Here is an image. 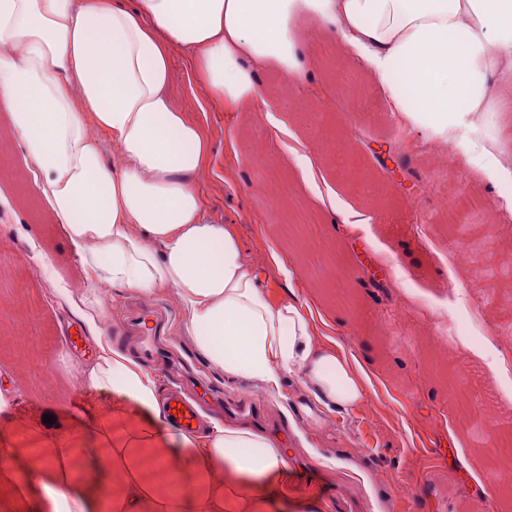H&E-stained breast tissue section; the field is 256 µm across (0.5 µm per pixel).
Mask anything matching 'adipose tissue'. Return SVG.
<instances>
[{
	"label": "adipose tissue",
	"instance_id": "1",
	"mask_svg": "<svg viewBox=\"0 0 512 512\" xmlns=\"http://www.w3.org/2000/svg\"><path fill=\"white\" fill-rule=\"evenodd\" d=\"M334 36L392 117L489 181L512 178L486 127L512 112V0H0V106L94 286L77 382L112 396L65 434L0 428L16 512H288L280 439L170 426L157 375L112 339L118 288L171 293L179 338L213 371L270 395L298 381L315 423L366 403L372 372L322 336L296 269L270 253L287 285L271 298L231 226L206 218L212 144L170 92L178 50L210 101L258 107L263 76L304 89L313 47Z\"/></svg>",
	"mask_w": 512,
	"mask_h": 512
}]
</instances>
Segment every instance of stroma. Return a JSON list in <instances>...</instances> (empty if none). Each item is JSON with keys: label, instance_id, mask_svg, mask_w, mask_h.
Listing matches in <instances>:
<instances>
[{"label": "stroma", "instance_id": "obj_1", "mask_svg": "<svg viewBox=\"0 0 512 512\" xmlns=\"http://www.w3.org/2000/svg\"><path fill=\"white\" fill-rule=\"evenodd\" d=\"M339 40L317 48L321 98L296 107L286 76H266L265 95L275 117L310 149L324 179L308 185L281 150L264 111L198 108L186 55L174 56L176 105L198 122L214 146L216 175L202 178L206 215L233 225L250 257L275 247L296 267L301 297L316 300L344 348L364 356L378 375L368 404L336 415L317 428L303 406L296 381L273 397L251 385L225 380L207 369L190 341L167 344L158 366L159 389L180 388L206 414L243 421L232 400L254 401L263 429L279 434L289 449L288 485L294 494L317 492L330 512H475L469 487L487 488L493 512H512L506 482L512 460L501 453L512 437V366L499 365L491 348L474 349L455 336L438 335L417 311L454 319L457 305H482L487 336L512 330V300L504 301L491 277H462L453 254L464 239L452 230L454 210L468 211L497 195V186L456 167L448 181L458 195L449 205L430 182V163L415 145L422 132L396 129L380 95L369 111L345 99L347 87L369 84L357 70L331 71L342 56ZM395 147L393 169L368 150L371 142ZM334 195L340 211L355 209L372 220L356 235L334 229L318 196ZM278 223H267L270 212ZM314 226V243L297 244L290 232L298 213ZM0 255L15 265L0 274V376L17 365L12 333L29 330L32 350L23 377L31 388L14 405L16 417L40 426L53 415L67 427L76 407L111 406L108 393L85 395L75 382L77 363L94 349L71 316L90 285L75 248L63 237L48 201L38 194L22 146L0 111ZM480 266L512 268V226L491 228L472 253ZM347 274L331 280V263ZM175 324L180 312L169 295L126 296L112 315L113 337L137 353L129 325L133 311ZM76 345H69L71 336ZM494 415H487L488 406Z\"/></svg>", "mask_w": 512, "mask_h": 512}]
</instances>
